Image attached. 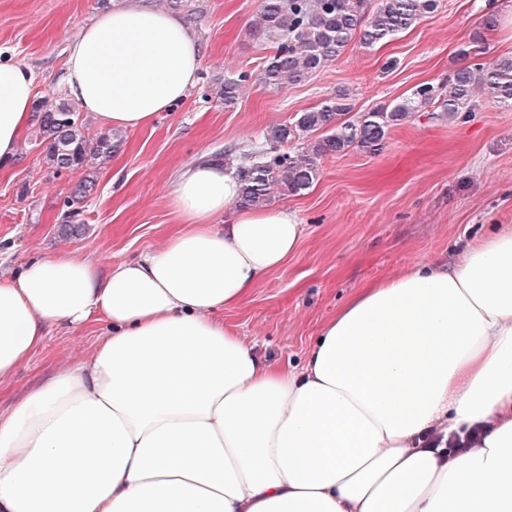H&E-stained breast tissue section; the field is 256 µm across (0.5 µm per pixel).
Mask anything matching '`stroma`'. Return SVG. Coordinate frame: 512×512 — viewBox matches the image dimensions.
<instances>
[{
	"mask_svg": "<svg viewBox=\"0 0 512 512\" xmlns=\"http://www.w3.org/2000/svg\"><path fill=\"white\" fill-rule=\"evenodd\" d=\"M260 0H0V53L34 72L39 100L66 101V48L103 9L147 5L174 13L196 38L200 77L186 99L154 126L128 131L99 163L81 204L80 234L62 229L64 200L77 174L46 165L29 125L18 161L0 174V275L60 251L100 270L164 246L176 228L169 196L177 174L200 157L238 169L267 130L293 121L337 91L353 112L409 97L424 82L443 84L458 52L481 34L488 58L512 56V0H438L433 13L373 48L351 42L311 79L285 88L261 73L276 45L252 32ZM494 26H486L487 17ZM248 74L234 107L211 97L225 78ZM304 194H274L272 207L296 211L306 235L297 252L263 278L243 304L225 310L265 359L298 364L320 327L359 288L415 263L457 261L466 242L491 225L512 224V106L480 99L455 121L435 107L392 129L382 149L324 157ZM103 335L90 323L51 329L43 346L0 387L9 409L57 371L87 358Z\"/></svg>",
	"mask_w": 512,
	"mask_h": 512,
	"instance_id": "1",
	"label": "stroma"
}]
</instances>
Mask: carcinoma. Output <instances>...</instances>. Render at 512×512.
I'll use <instances>...</instances> for the list:
<instances>
[{
  "label": "carcinoma",
  "mask_w": 512,
  "mask_h": 512,
  "mask_svg": "<svg viewBox=\"0 0 512 512\" xmlns=\"http://www.w3.org/2000/svg\"><path fill=\"white\" fill-rule=\"evenodd\" d=\"M369 2L261 0L252 31L277 43L263 69L262 82L279 88L306 81L338 59L353 39L369 48L411 28L437 6V0H377L373 8ZM460 54L467 64L456 68L447 84H420L412 97L392 106L352 115L347 94L339 91L320 106L299 113L292 122L270 128L265 136L270 147L252 153L249 164L237 170L242 183L239 205L265 207L277 190L292 195L306 192L318 179L322 157L355 146L380 150L389 132L409 122L423 106L434 105L443 116L455 120L473 111L479 96L512 104V56L483 60L486 51L479 36ZM248 80L246 73L224 79L217 93L224 106L235 104L239 89ZM36 113L45 162L58 172H83L70 191L63 217L64 226L75 232L80 215L76 204L94 185L93 165L120 147L123 133L87 137L78 110L65 102L42 104ZM292 141L301 142V147L291 152L278 149Z\"/></svg>",
  "instance_id": "obj_1"
}]
</instances>
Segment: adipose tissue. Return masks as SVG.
<instances>
[{
    "instance_id": "obj_1",
    "label": "adipose tissue",
    "mask_w": 512,
    "mask_h": 512,
    "mask_svg": "<svg viewBox=\"0 0 512 512\" xmlns=\"http://www.w3.org/2000/svg\"><path fill=\"white\" fill-rule=\"evenodd\" d=\"M66 53L68 97L122 131L153 126L201 69L189 29L149 7L99 13ZM35 100L32 69L0 59V167ZM240 190L195 163L163 248L105 272L60 252L0 276V385L49 328L107 329L0 411V512H512V225L361 288L299 366H279L216 313L305 227L236 208Z\"/></svg>"
}]
</instances>
